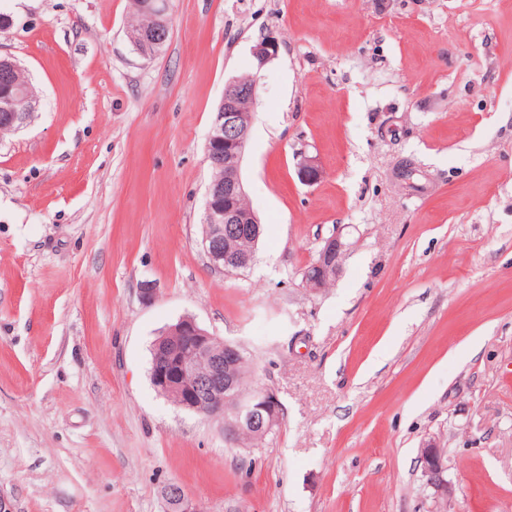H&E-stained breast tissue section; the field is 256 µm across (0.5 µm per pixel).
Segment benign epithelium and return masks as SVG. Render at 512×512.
<instances>
[{
  "label": "benign epithelium",
  "instance_id": "benign-epithelium-1",
  "mask_svg": "<svg viewBox=\"0 0 512 512\" xmlns=\"http://www.w3.org/2000/svg\"><path fill=\"white\" fill-rule=\"evenodd\" d=\"M170 30V10L156 7L153 0H141L140 22L129 30V39L146 56L145 47L160 43ZM277 52V40L270 35L253 46L255 75L246 80L233 78L225 84L224 98L208 136V160L219 164L221 148L229 159L224 163V181L211 183L207 190L203 224L208 233L203 238V247L210 264L226 273L252 265V255L239 251L233 243L242 239L255 242L260 234L254 212L241 206L246 192L240 162L252 124L251 113L241 108V101L257 100L258 73ZM0 81L8 85L0 91V129L19 128L31 116L29 111H17L19 100L34 101L29 82L20 66L9 58H0ZM298 174L307 185H314L323 177L315 160L306 156L298 163ZM345 248L339 231L324 239L317 259L304 272L303 286L318 290L325 281L336 277ZM241 357L236 346L217 338L194 318L183 317L169 328L167 336L155 343L151 380L155 389L177 407L222 420L225 442L236 445L244 429L268 433L282 416L280 400L271 389H261L248 400L239 396L236 368ZM420 459L428 484L440 495H448L443 450L428 445L420 449ZM163 495L169 512H201L199 504L177 483L166 484Z\"/></svg>",
  "mask_w": 512,
  "mask_h": 512
}]
</instances>
